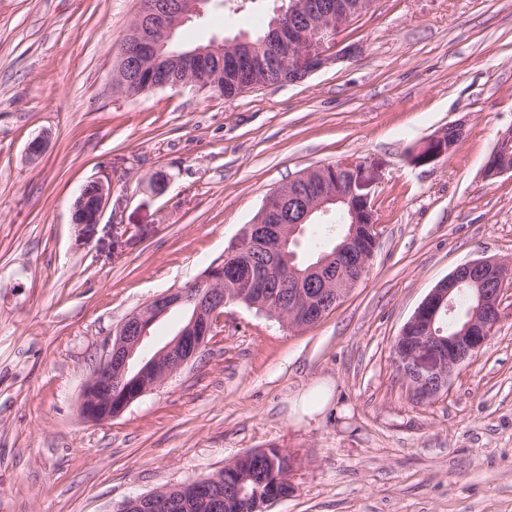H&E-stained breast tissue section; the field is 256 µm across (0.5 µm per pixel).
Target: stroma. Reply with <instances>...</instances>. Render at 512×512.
Here are the masks:
<instances>
[{
  "label": "stroma",
  "instance_id": "obj_1",
  "mask_svg": "<svg viewBox=\"0 0 512 512\" xmlns=\"http://www.w3.org/2000/svg\"><path fill=\"white\" fill-rule=\"evenodd\" d=\"M276 0L209 9L187 45L254 33ZM139 0H0V512H114L124 500L281 448L267 512H512V283L484 348L416 400L392 343L459 265L512 260V0H376L352 57L227 99L112 83ZM456 151L410 157L449 123ZM45 136L29 160L28 142ZM375 173L369 267L316 325L231 304L201 354L112 419L82 395L115 328L223 259L265 197L343 158ZM108 179L98 223L82 187ZM511 135L498 134L496 146L487 159L484 168V176L487 179H493L502 175L512 173V161L510 156L502 151V147L511 145Z\"/></svg>",
  "mask_w": 512,
  "mask_h": 512
}]
</instances>
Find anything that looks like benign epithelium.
<instances>
[{
  "mask_svg": "<svg viewBox=\"0 0 512 512\" xmlns=\"http://www.w3.org/2000/svg\"><path fill=\"white\" fill-rule=\"evenodd\" d=\"M207 2L182 0L178 9L162 14L155 0H140L130 32L135 42L126 43L117 61L115 80L122 93L130 95L128 88L133 83L138 85V95L188 85L199 91L219 90L224 69L236 70L243 62L255 71L278 66L302 81L357 51L353 45L334 52L331 48L336 37L374 5V0H357L351 8L320 0H293L289 9L276 10L273 42L266 54L254 52V45L245 36L225 42L214 39L178 57L180 76L159 77L158 64L165 47L179 27L204 16ZM510 144L511 135L498 134L485 164V178L512 173V157L502 151ZM426 147L427 157L415 160L416 164H433L448 155L442 132L430 138ZM375 183L376 176L367 174L362 162L346 158L334 166L309 168L270 192L224 254L227 262L247 253L257 255L267 272L263 282L226 281L221 268L214 265L209 274L197 280L191 298H185L181 290L164 292L126 317L87 385L82 402L84 417L90 421L110 419L180 372L206 346L230 303L247 300L258 311L295 327L311 326L335 309L362 279L379 239L374 218ZM111 190L109 180H94L84 186L77 201L93 197L88 223L99 222ZM338 203L348 205L351 227L335 253L311 266L308 274L312 278L300 282L294 293L279 291L276 274L288 264V244L303 234L305 221L316 213L328 214L329 205ZM508 280L512 281L511 260L476 259L459 265L429 291L398 335L400 340L411 341L413 347L394 358L416 398L437 397L448 386L454 370L484 347L499 321L503 286ZM465 287L473 293L475 304L461 315L456 313V296ZM185 303L192 308L186 323L151 358L142 356L149 329L172 308ZM443 316L453 319L450 327L442 325ZM214 480L218 477L128 498L116 512H176L188 503L218 506L223 497L220 486L212 484Z\"/></svg>",
  "mask_w": 512,
  "mask_h": 512,
  "instance_id": "1",
  "label": "benign epithelium"
}]
</instances>
